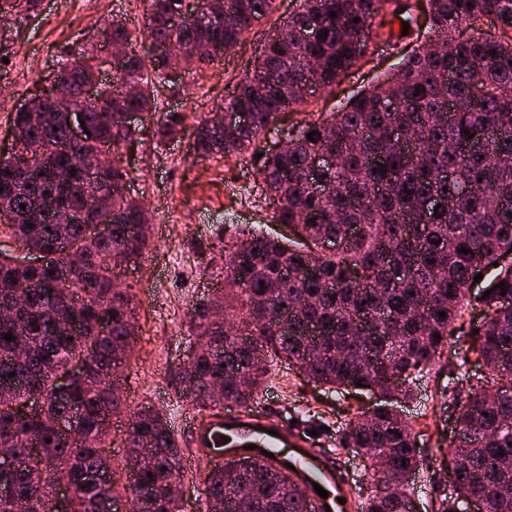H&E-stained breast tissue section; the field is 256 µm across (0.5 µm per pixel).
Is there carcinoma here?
I'll list each match as a JSON object with an SVG mask.
<instances>
[{
	"label": "carcinoma",
	"mask_w": 512,
	"mask_h": 512,
	"mask_svg": "<svg viewBox=\"0 0 512 512\" xmlns=\"http://www.w3.org/2000/svg\"><path fill=\"white\" fill-rule=\"evenodd\" d=\"M144 2L151 43L191 55L206 41L212 53L196 59L203 66L233 52L273 13L276 0H198V15L177 28L171 15L179 3ZM429 2L428 30L442 49L418 44L382 82L289 131L285 151H266L260 143L282 114L307 102L299 76L313 66L320 89L332 87L369 42L393 38V31H383L381 14L413 25L410 3L299 0L288 31L274 33L224 103L250 113V122L226 134L207 118L198 121L193 159L253 160L262 154L257 171L272 221L291 228L300 241L287 246L254 233L224 245V294L189 313L200 320L197 351L181 380L220 386L195 401L201 411H218L226 402L248 405L283 361L301 365L321 386L376 395L379 403L347 423L346 447L362 449L372 470L384 458L386 469L376 482L389 480L394 491L358 496L359 512H408L418 449L392 399L412 396L414 381L459 332L457 323L479 306L484 322L470 331L467 351L484 371L468 377V396L455 420L470 443L467 464L440 508L450 512L449 500L483 497L488 512H512V306H504L512 302V268L493 266L512 251V0ZM37 6L38 0H0V14L29 17ZM228 10L240 24H212V17ZM490 15L496 24L475 28L476 20ZM293 29L309 30L312 37L298 42ZM324 31L327 38L318 37ZM102 32L124 47L119 80L134 83L136 92L121 98L103 87L85 105L94 141L71 146L68 113L52 111V76L48 87L29 97L45 124L33 128L30 113H15L12 125L32 135L0 157V235L44 258L39 267H25L0 250V306L26 294L15 317L0 316V394H8L0 398V448L12 452L11 481L26 512H106L108 502L122 496L135 512H182L176 482L186 477L184 453L165 414L149 405L134 408L114 389L113 376L132 356L136 336L130 330L133 308L114 287L112 270L148 248L151 224L124 194L129 173L120 160L93 185L81 176L102 146L134 141V130L105 120L111 108L157 111L169 60L138 54L124 20L111 21ZM75 56L84 61L78 69L69 67ZM95 60L77 41L58 62L76 93L94 80ZM324 153L334 155V164L314 169L313 159ZM59 167L75 175L58 180L53 169ZM98 196L118 220L100 225L91 237ZM34 199L51 205L53 216L51 223L29 228L20 205ZM62 233L83 262L58 278L62 259L53 243ZM325 241L335 249L323 250ZM463 247L470 253L459 252ZM479 273L491 290L487 297L469 291ZM500 282L508 287L504 296ZM264 299L288 315L296 333H279L267 309L258 306ZM233 308L242 310L240 334L230 337L210 314ZM7 333L15 339L4 340ZM78 365L83 373L67 394H59L57 378ZM32 398L41 400V408L29 414L25 405ZM74 405L81 415L66 434L59 425L71 418ZM114 417L125 420L127 446L142 453L125 457L122 471L132 482H92L115 471L107 450ZM52 464L62 467L69 484L61 505L47 490ZM225 466L215 462L207 471V512H307L305 494L281 472L256 460L238 475L225 473Z\"/></svg>",
	"instance_id": "cac0c4a2"
}]
</instances>
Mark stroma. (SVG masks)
<instances>
[{
  "label": "stroma",
  "instance_id": "obj_1",
  "mask_svg": "<svg viewBox=\"0 0 512 512\" xmlns=\"http://www.w3.org/2000/svg\"><path fill=\"white\" fill-rule=\"evenodd\" d=\"M295 7L296 0H276L271 16L234 52L205 69L181 68L163 90L157 111L144 113L133 142L119 149L131 194L144 200L156 217L151 247L119 272V282L133 300L137 333L135 353L123 369V393L131 405H151L165 413L189 460L198 455L190 427L206 415L181 392L179 373L196 336L188 314L222 288L225 242L251 232H283L271 221L255 162L229 157L196 163L189 146L198 120L223 105ZM115 16L126 19L138 53L147 54L141 0H40L37 16H0V152L13 148L15 106L48 78L75 37L97 43L100 29ZM407 51L404 43L391 47L370 42L358 65L332 88L281 117L266 135L270 146H277L293 126L337 110L357 92L381 81ZM169 114L179 117L181 133L163 142L156 134L157 120ZM475 369L464 343L449 344L430 372L416 381L412 400L402 406L419 450L415 500L420 512H438L448 496V446L459 435L454 408L465 399L467 377ZM375 403L373 395L352 396L320 386L297 368L281 365L265 383L255 407L283 424H294L300 432L317 431L321 446L338 449L356 484L369 490L370 470L356 454L340 447L339 436L350 413Z\"/></svg>",
  "mask_w": 512,
  "mask_h": 512
}]
</instances>
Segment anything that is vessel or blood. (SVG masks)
I'll list each match as a JSON object with an SVG mask.
<instances>
[{
    "mask_svg": "<svg viewBox=\"0 0 512 512\" xmlns=\"http://www.w3.org/2000/svg\"><path fill=\"white\" fill-rule=\"evenodd\" d=\"M191 440L201 453L213 458L244 456L252 452H270V464L276 469L292 465V477L304 488L309 512H354L352 478L335 456L295 429L280 424L261 412L226 408L222 415L210 418L191 430ZM327 497H320V490Z\"/></svg>",
    "mask_w": 512,
    "mask_h": 512,
    "instance_id": "vessel-or-blood-1",
    "label": "vessel or blood"
}]
</instances>
